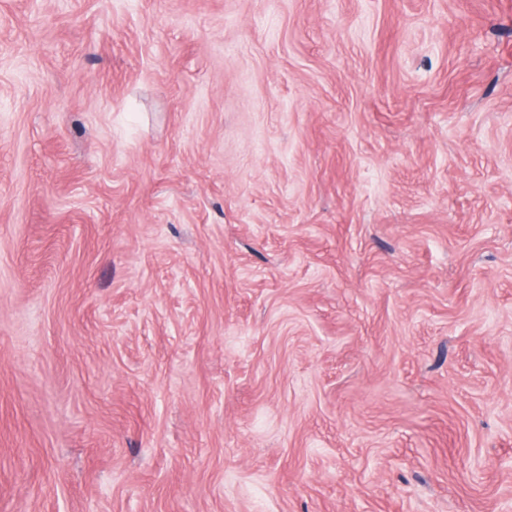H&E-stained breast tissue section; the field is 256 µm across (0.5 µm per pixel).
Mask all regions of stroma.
Here are the masks:
<instances>
[{
    "mask_svg": "<svg viewBox=\"0 0 512 512\" xmlns=\"http://www.w3.org/2000/svg\"><path fill=\"white\" fill-rule=\"evenodd\" d=\"M0 512H512V0H0Z\"/></svg>",
    "mask_w": 512,
    "mask_h": 512,
    "instance_id": "35a3bbf8",
    "label": "stroma"
}]
</instances>
